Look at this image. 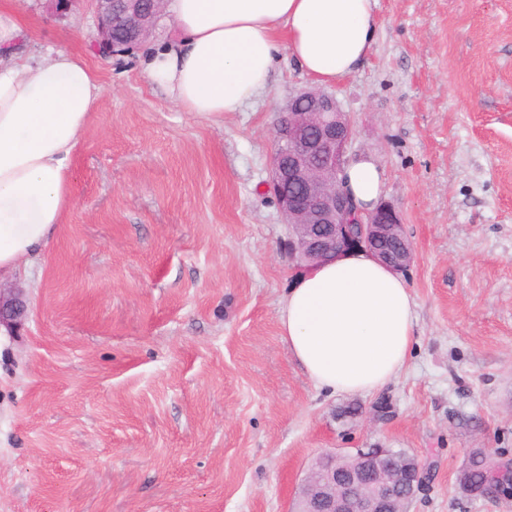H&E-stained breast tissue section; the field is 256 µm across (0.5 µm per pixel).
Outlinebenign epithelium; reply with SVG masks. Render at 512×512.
Returning a JSON list of instances; mask_svg holds the SVG:
<instances>
[{"instance_id":"obj_1","label":"benign epithelium","mask_w":512,"mask_h":512,"mask_svg":"<svg viewBox=\"0 0 512 512\" xmlns=\"http://www.w3.org/2000/svg\"><path fill=\"white\" fill-rule=\"evenodd\" d=\"M97 22L96 48L124 55L148 40L166 0H91ZM353 130L336 97L301 90L281 108L273 139L270 187L284 223L288 253L301 270L365 252L395 273L413 262L400 215L381 203L361 211L342 185ZM26 312L21 289H0V324L15 323ZM391 448H359L353 467L336 468L343 455L320 456L318 469L302 484L296 512H407L429 475L419 459L396 462ZM486 479L495 494L512 484V459L489 467Z\"/></svg>"}]
</instances>
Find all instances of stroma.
<instances>
[{"label":"stroma","mask_w":512,"mask_h":512,"mask_svg":"<svg viewBox=\"0 0 512 512\" xmlns=\"http://www.w3.org/2000/svg\"><path fill=\"white\" fill-rule=\"evenodd\" d=\"M33 54L64 47L103 93L72 204L13 282L0 338V512H287L320 454L430 465L410 512H512L464 493L474 449L512 457V0H377L364 64L327 85L350 157L384 171L414 250L411 359L369 395L315 388L279 328L299 272L266 181L279 110L311 87L279 54L241 111H182L131 53L95 47L88 0H15ZM5 290H9L8 296H5ZM21 296L19 288L0 289V336L11 334V328L4 323H16L26 312V305Z\"/></svg>","instance_id":"35a3bbf8"}]
</instances>
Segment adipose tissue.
Masks as SVG:
<instances>
[{
  "mask_svg": "<svg viewBox=\"0 0 512 512\" xmlns=\"http://www.w3.org/2000/svg\"><path fill=\"white\" fill-rule=\"evenodd\" d=\"M377 0H171L176 39L145 59L149 78L183 111L220 116L267 92L278 53L319 84L356 71L380 31ZM35 34L0 0V279L46 246L71 204L69 164L101 95L97 73L67 50L21 59ZM345 185L362 210L383 190L372 157ZM416 304L401 275L353 253L300 277L280 334L314 386L376 393L407 365Z\"/></svg>",
  "mask_w": 512,
  "mask_h": 512,
  "instance_id": "1",
  "label": "adipose tissue"
}]
</instances>
